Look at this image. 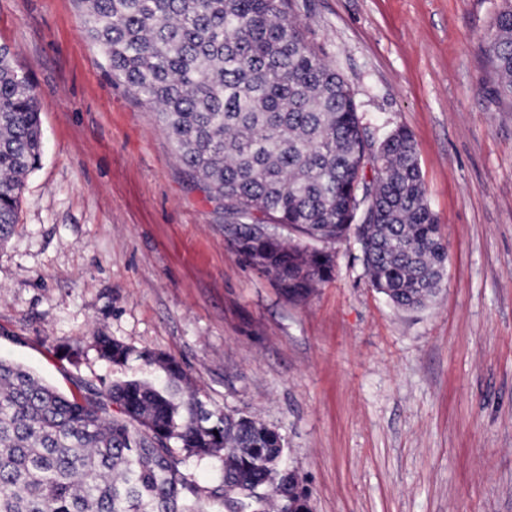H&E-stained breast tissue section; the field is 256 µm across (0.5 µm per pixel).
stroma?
I'll use <instances>...</instances> for the list:
<instances>
[{"label": "stroma", "instance_id": "1", "mask_svg": "<svg viewBox=\"0 0 512 512\" xmlns=\"http://www.w3.org/2000/svg\"><path fill=\"white\" fill-rule=\"evenodd\" d=\"M293 2L374 139L413 135L448 243L438 298L395 308L352 240L307 300L283 297L227 246L223 210L112 78L79 0H0V43L44 105L0 247V357L84 395L168 354L208 408L283 436L313 512H512V102L482 53L501 0ZM98 349L100 355L116 365L124 364L132 351L117 340H111L105 336H100L97 340Z\"/></svg>", "mask_w": 512, "mask_h": 512}]
</instances>
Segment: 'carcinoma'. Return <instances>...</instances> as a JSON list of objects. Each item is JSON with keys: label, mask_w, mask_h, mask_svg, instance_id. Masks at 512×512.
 <instances>
[{"label": "carcinoma", "mask_w": 512, "mask_h": 512, "mask_svg": "<svg viewBox=\"0 0 512 512\" xmlns=\"http://www.w3.org/2000/svg\"><path fill=\"white\" fill-rule=\"evenodd\" d=\"M87 36L110 73L155 112L189 174L224 210V241L290 301L331 279V251L360 245L372 285L403 309L439 292L448 264L412 134L380 142L350 86L306 40L291 0H81ZM483 46L497 92L512 100V0ZM42 103L0 45V244L18 224L27 176L40 163ZM372 176H367L369 161ZM100 355L131 350L101 336ZM161 371L77 396L0 358V512H301L309 490L281 465V434L246 415L211 410L174 358ZM222 461L224 495L181 468Z\"/></svg>", "instance_id": "1"}]
</instances>
